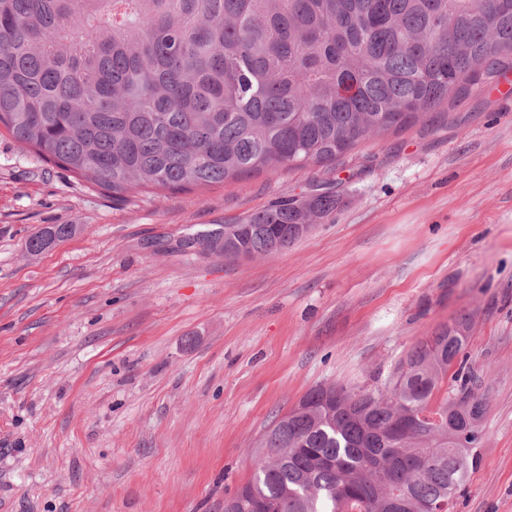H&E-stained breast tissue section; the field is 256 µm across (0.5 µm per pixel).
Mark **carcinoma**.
Returning a JSON list of instances; mask_svg holds the SVG:
<instances>
[{
    "label": "carcinoma",
    "instance_id": "obj_1",
    "mask_svg": "<svg viewBox=\"0 0 512 512\" xmlns=\"http://www.w3.org/2000/svg\"><path fill=\"white\" fill-rule=\"evenodd\" d=\"M512 67V0H0V126L115 202L292 167H331L375 135L448 121ZM336 196L224 225V257L265 256ZM55 224L39 254L72 236ZM462 316L383 391L317 387L263 436L232 512H452L483 405L457 374Z\"/></svg>",
    "mask_w": 512,
    "mask_h": 512
}]
</instances>
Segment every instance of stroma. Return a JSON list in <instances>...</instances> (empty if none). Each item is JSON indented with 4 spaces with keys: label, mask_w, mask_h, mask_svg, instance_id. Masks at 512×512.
Here are the masks:
<instances>
[{
    "label": "stroma",
    "mask_w": 512,
    "mask_h": 512,
    "mask_svg": "<svg viewBox=\"0 0 512 512\" xmlns=\"http://www.w3.org/2000/svg\"><path fill=\"white\" fill-rule=\"evenodd\" d=\"M343 163L113 202L0 129V512H224L257 441L318 386L378 389L463 314L484 405L454 512H512V69ZM338 206L228 259L225 223ZM54 224L76 233L36 256ZM75 230L76 227L73 224H55L30 237L26 242V250L29 253L40 254L53 242L72 236Z\"/></svg>",
    "instance_id": "35a3bbf8"
}]
</instances>
